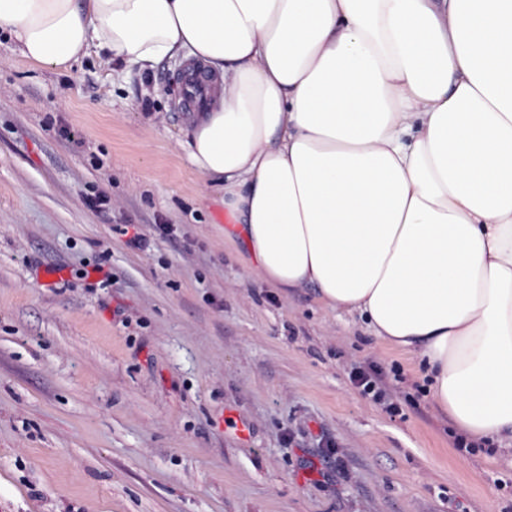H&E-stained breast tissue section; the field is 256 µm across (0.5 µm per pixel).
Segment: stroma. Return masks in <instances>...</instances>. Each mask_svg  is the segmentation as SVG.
Masks as SVG:
<instances>
[{"label": "stroma", "mask_w": 512, "mask_h": 512, "mask_svg": "<svg viewBox=\"0 0 512 512\" xmlns=\"http://www.w3.org/2000/svg\"><path fill=\"white\" fill-rule=\"evenodd\" d=\"M189 67H41L0 32V512H512V463L460 447L422 366L225 246ZM351 378L364 396L370 397L375 402L384 400L387 391V376L376 365L355 366L351 372Z\"/></svg>", "instance_id": "stroma-1"}]
</instances>
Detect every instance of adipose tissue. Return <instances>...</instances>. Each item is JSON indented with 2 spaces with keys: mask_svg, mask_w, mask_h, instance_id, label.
Wrapping results in <instances>:
<instances>
[{
  "mask_svg": "<svg viewBox=\"0 0 512 512\" xmlns=\"http://www.w3.org/2000/svg\"><path fill=\"white\" fill-rule=\"evenodd\" d=\"M0 30L42 66L201 62L182 146L249 271L512 442V0H0Z\"/></svg>",
  "mask_w": 512,
  "mask_h": 512,
  "instance_id": "obj_1",
  "label": "adipose tissue"
}]
</instances>
